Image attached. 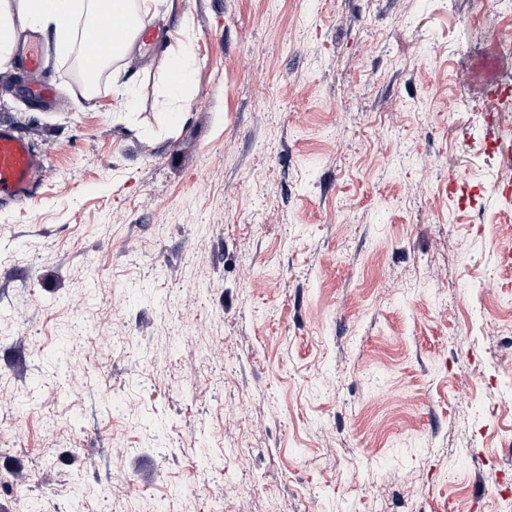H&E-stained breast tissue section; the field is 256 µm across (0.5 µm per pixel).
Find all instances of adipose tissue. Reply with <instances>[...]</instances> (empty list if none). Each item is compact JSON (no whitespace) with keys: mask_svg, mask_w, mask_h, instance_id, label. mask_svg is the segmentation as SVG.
Masks as SVG:
<instances>
[{"mask_svg":"<svg viewBox=\"0 0 512 512\" xmlns=\"http://www.w3.org/2000/svg\"><path fill=\"white\" fill-rule=\"evenodd\" d=\"M102 13L103 0H0V67L13 54L15 31L37 32L64 55L74 50L80 26L96 24Z\"/></svg>","mask_w":512,"mask_h":512,"instance_id":"1","label":"adipose tissue"}]
</instances>
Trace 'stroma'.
<instances>
[{
  "instance_id": "obj_1",
  "label": "stroma",
  "mask_w": 512,
  "mask_h": 512,
  "mask_svg": "<svg viewBox=\"0 0 512 512\" xmlns=\"http://www.w3.org/2000/svg\"><path fill=\"white\" fill-rule=\"evenodd\" d=\"M151 20L161 40L92 95L51 43L61 106L0 79V123L45 159L33 200L0 202V512H499L512 48L491 33L512 13L152 0ZM190 59L191 57L189 53H183L176 56L172 61L171 71H179L183 75L179 80H171L169 89L173 95L179 94L192 79H189L191 74H193Z\"/></svg>"
}]
</instances>
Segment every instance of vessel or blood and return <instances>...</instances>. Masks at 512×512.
Segmentation results:
<instances>
[{"mask_svg":"<svg viewBox=\"0 0 512 512\" xmlns=\"http://www.w3.org/2000/svg\"><path fill=\"white\" fill-rule=\"evenodd\" d=\"M124 36L119 20L104 15L84 41L86 72H95L102 59L117 50ZM42 68L38 39L36 35H28L15 46L13 71L23 79L28 91L48 101L52 98V91L41 78ZM43 164L31 138L13 126L0 125V200L25 202L32 199Z\"/></svg>","mask_w":512,"mask_h":512,"instance_id":"obj_1","label":"vessel or blood"}]
</instances>
